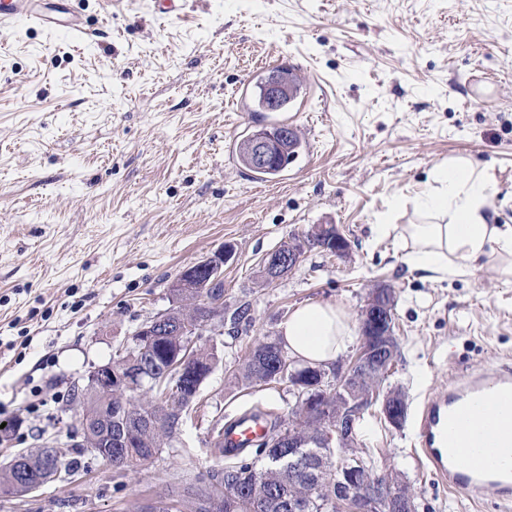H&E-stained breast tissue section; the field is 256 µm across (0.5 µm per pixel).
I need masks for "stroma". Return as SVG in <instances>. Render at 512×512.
Wrapping results in <instances>:
<instances>
[{
    "instance_id": "35a3bbf8",
    "label": "stroma",
    "mask_w": 512,
    "mask_h": 512,
    "mask_svg": "<svg viewBox=\"0 0 512 512\" xmlns=\"http://www.w3.org/2000/svg\"><path fill=\"white\" fill-rule=\"evenodd\" d=\"M86 38L21 28L0 44V467L40 437L64 458L77 410L72 384L108 363L168 288L230 243L224 320L200 343L218 362L168 448L145 470L90 456L80 475L0 512H139L179 483L228 466L217 428L259 407L288 418V383L249 386L250 348L306 302L358 318L370 291L393 290L398 359L383 384L407 402L401 427L365 412L361 449L416 497L417 512H512L441 485L419 458L424 395L462 373L512 362V278L495 262L431 280L403 261L432 172L463 156L489 177L488 221L512 225V0H187L161 18L153 0H84ZM279 66L299 75L304 148L258 179L227 152L238 87ZM332 223L339 258L308 251L263 283L266 254L293 233ZM247 321L232 323L241 304Z\"/></svg>"
}]
</instances>
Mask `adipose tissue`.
<instances>
[{"instance_id": "adipose-tissue-1", "label": "adipose tissue", "mask_w": 512, "mask_h": 512, "mask_svg": "<svg viewBox=\"0 0 512 512\" xmlns=\"http://www.w3.org/2000/svg\"><path fill=\"white\" fill-rule=\"evenodd\" d=\"M436 184L416 207L421 224L405 227V261L435 280L481 259L503 257L499 272L512 277V226L488 223L489 184L484 173L464 157L449 159L438 168ZM291 357L322 365L338 358L354 341L355 327L346 311L331 302L299 305L280 328Z\"/></svg>"}]
</instances>
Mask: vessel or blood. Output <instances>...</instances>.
Returning a JSON list of instances; mask_svg holds the SVG:
<instances>
[{
    "mask_svg": "<svg viewBox=\"0 0 512 512\" xmlns=\"http://www.w3.org/2000/svg\"><path fill=\"white\" fill-rule=\"evenodd\" d=\"M83 0H0V33L20 25L84 33ZM416 446L438 481L470 499L512 501V468L488 462L489 443L512 447V363L461 375L447 392L424 398ZM264 432L261 420L238 418L224 429L225 449L245 448Z\"/></svg>",
    "mask_w": 512,
    "mask_h": 512,
    "instance_id": "obj_1",
    "label": "vessel or blood"
}]
</instances>
